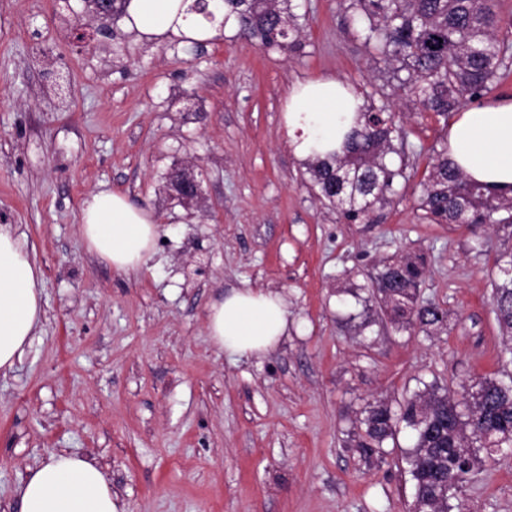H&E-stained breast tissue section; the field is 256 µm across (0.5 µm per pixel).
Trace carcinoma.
I'll return each mask as SVG.
<instances>
[{"mask_svg": "<svg viewBox=\"0 0 512 512\" xmlns=\"http://www.w3.org/2000/svg\"><path fill=\"white\" fill-rule=\"evenodd\" d=\"M357 39L408 103L443 120L461 101L489 92L512 68V40L499 35V0H346ZM295 0H224L221 21L202 14L195 22L236 30V36L284 53L302 50L306 15L295 13ZM407 132L389 103L362 106L343 148L328 160L304 162L318 197L349 223H372L397 195L405 178ZM418 207L436 224H490L509 228L512 196L493 193L469 181L448 161L446 142L422 185ZM500 278L492 306L502 333L512 338V249L497 259ZM426 259L406 254L386 261L369 286L346 290L367 307L379 302L400 330L441 328L447 311L418 301ZM457 399L433 384L394 409L386 401L368 405L353 432L356 447L371 456L395 440L404 426L414 444L403 456L413 481L412 512H451L463 505L461 485L488 459L512 448V376L474 377Z\"/></svg>", "mask_w": 512, "mask_h": 512, "instance_id": "carcinoma-1", "label": "carcinoma"}]
</instances>
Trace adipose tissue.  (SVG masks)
Here are the masks:
<instances>
[{
	"label": "adipose tissue",
	"mask_w": 512,
	"mask_h": 512,
	"mask_svg": "<svg viewBox=\"0 0 512 512\" xmlns=\"http://www.w3.org/2000/svg\"><path fill=\"white\" fill-rule=\"evenodd\" d=\"M126 30L156 41L220 38L219 30L193 24L182 0H129ZM363 105L332 77L297 82L285 105V127L302 159L329 158ZM448 158L469 180L512 195V101L503 99L457 112L448 126ZM79 230L90 252L116 271H144L160 233L151 212L121 193H91ZM44 281L11 227L0 225V371L13 370L43 315ZM290 312L273 291L234 288L206 313L211 344L231 357H261L288 333ZM20 512H117L112 487L91 460L55 452L31 470L18 489Z\"/></svg>",
	"instance_id": "1"
}]
</instances>
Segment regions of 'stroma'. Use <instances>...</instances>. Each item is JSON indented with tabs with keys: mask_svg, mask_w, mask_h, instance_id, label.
<instances>
[{
	"mask_svg": "<svg viewBox=\"0 0 512 512\" xmlns=\"http://www.w3.org/2000/svg\"><path fill=\"white\" fill-rule=\"evenodd\" d=\"M304 48L288 55L225 32L202 45L131 40L116 61L88 49L57 0H0V224L16 226L44 281V317L0 373V512L50 453L97 462L118 512H408L403 450L364 459L349 438L369 403L421 383L460 391L512 374L492 311L490 226L430 222L420 184L445 131L405 115L406 179L371 224L324 206L289 141L296 82L333 76L375 97L388 69L355 38L345 0H298ZM193 166L202 207L163 194ZM127 195L155 216L149 268L115 271L79 231L90 193ZM421 254V299L447 329L397 330L379 306L337 289L366 284L395 252ZM281 292L288 334L268 355L231 359L207 335L208 306L233 288ZM371 322L358 334L343 316ZM467 512H512V453L475 471Z\"/></svg>",
	"mask_w": 512,
	"mask_h": 512,
	"instance_id": "stroma-1",
	"label": "stroma"
}]
</instances>
